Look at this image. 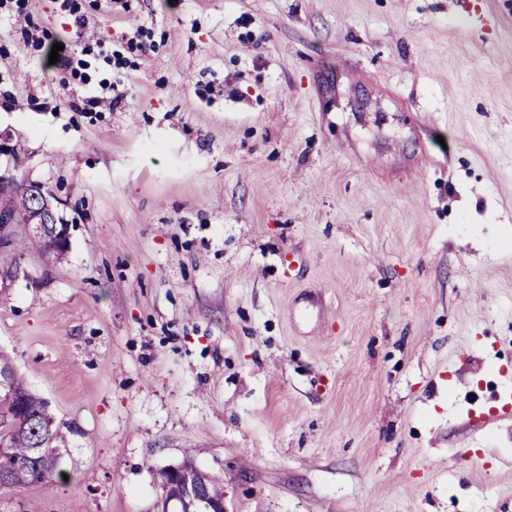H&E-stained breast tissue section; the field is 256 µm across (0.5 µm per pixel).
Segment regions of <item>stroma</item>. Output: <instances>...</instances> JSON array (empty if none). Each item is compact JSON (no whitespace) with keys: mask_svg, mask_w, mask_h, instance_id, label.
<instances>
[{"mask_svg":"<svg viewBox=\"0 0 512 512\" xmlns=\"http://www.w3.org/2000/svg\"><path fill=\"white\" fill-rule=\"evenodd\" d=\"M0 177L71 226H14L0 351L77 429L0 512L188 459L228 512H512V0H0Z\"/></svg>","mask_w":512,"mask_h":512,"instance_id":"obj_1","label":"stroma"}]
</instances>
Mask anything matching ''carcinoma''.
I'll return each instance as SVG.
<instances>
[{
	"label": "carcinoma",
	"mask_w": 512,
	"mask_h": 512,
	"mask_svg": "<svg viewBox=\"0 0 512 512\" xmlns=\"http://www.w3.org/2000/svg\"><path fill=\"white\" fill-rule=\"evenodd\" d=\"M52 195L38 183L12 184L5 205L17 224H28L38 206L51 202ZM66 424L56 422L46 400L30 392L22 379L15 378L12 395L0 394V448L7 450L6 462L15 471L13 484H41L54 487L63 479L67 454ZM192 480L206 482L221 492L216 481L193 462L182 465Z\"/></svg>",
	"instance_id": "1"
}]
</instances>
